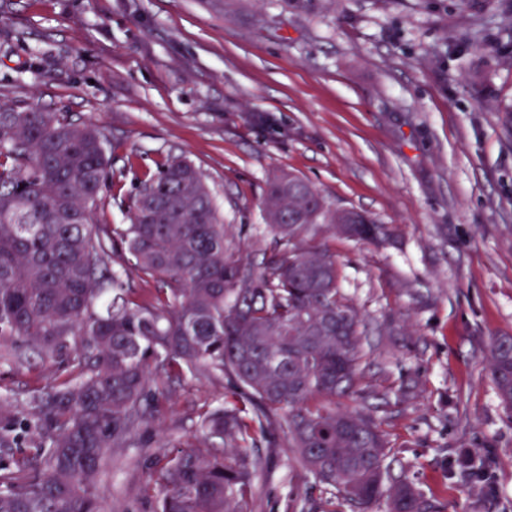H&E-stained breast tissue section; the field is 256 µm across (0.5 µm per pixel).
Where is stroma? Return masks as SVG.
Wrapping results in <instances>:
<instances>
[{"label": "stroma", "mask_w": 512, "mask_h": 512, "mask_svg": "<svg viewBox=\"0 0 512 512\" xmlns=\"http://www.w3.org/2000/svg\"><path fill=\"white\" fill-rule=\"evenodd\" d=\"M0 102L99 127L110 173L134 194L157 160L201 168L242 255L260 262L267 177L290 172L394 226L393 244L329 239L375 347V367L419 375L388 430L398 464L447 512H512V411L485 369L512 335V0H0ZM393 321L403 339L385 335ZM7 412L53 377L6 360ZM150 435L187 447L224 389L183 378ZM483 456L495 498L448 477L451 449ZM153 458L129 448L99 477L103 512H157ZM321 496L283 453L263 466L258 512Z\"/></svg>", "instance_id": "obj_1"}]
</instances>
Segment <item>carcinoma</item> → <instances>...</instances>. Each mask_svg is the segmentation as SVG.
Returning <instances> with one entry per match:
<instances>
[{
    "instance_id": "1",
    "label": "carcinoma",
    "mask_w": 512,
    "mask_h": 512,
    "mask_svg": "<svg viewBox=\"0 0 512 512\" xmlns=\"http://www.w3.org/2000/svg\"><path fill=\"white\" fill-rule=\"evenodd\" d=\"M110 163L93 124L0 103V340L17 363L32 352L66 372L22 416L0 413V455L22 432L35 448L0 460V512H102L101 470L152 447L142 429L158 413L156 379L186 376L226 381L224 404H202L199 444L157 457L146 489H158L159 512H255L263 457L287 449L321 487L319 512H445L394 473L382 428L422 382L383 371L363 384L372 347L326 243L384 245L392 229L363 213L339 223L345 209L283 173L264 193L270 237L256 236L255 266L229 251L215 197L184 158L159 163L133 195H111L130 223H97ZM137 279L156 283L139 302ZM486 370L512 410L511 335L491 340ZM355 398L375 404L336 406ZM447 467L495 494L477 452L455 448Z\"/></svg>"
}]
</instances>
